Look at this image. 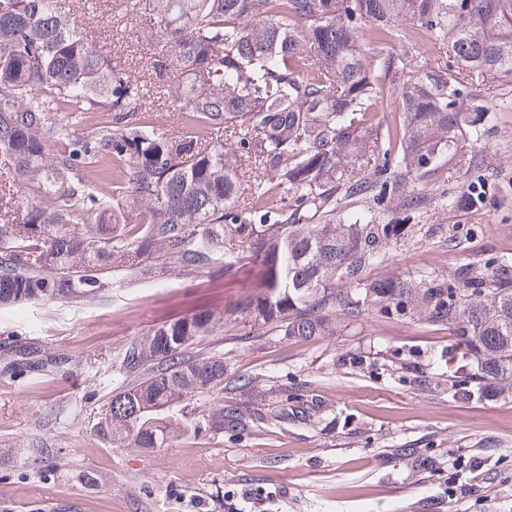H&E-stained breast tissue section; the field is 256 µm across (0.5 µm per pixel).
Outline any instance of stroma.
Returning a JSON list of instances; mask_svg holds the SVG:
<instances>
[{"label":"stroma","mask_w":512,"mask_h":512,"mask_svg":"<svg viewBox=\"0 0 512 512\" xmlns=\"http://www.w3.org/2000/svg\"><path fill=\"white\" fill-rule=\"evenodd\" d=\"M112 16L121 32L101 47L115 63L153 52L149 13L94 0L88 19ZM467 93L487 114L485 131L462 141L466 166L419 183L427 205L414 217L453 236L389 249L380 274L448 281L464 263L512 260V81L490 75ZM470 188L482 205L457 207ZM253 287L238 271L217 284L172 276L0 309V512H235L243 490L273 495L283 512H512V396L465 400L449 389L441 372L454 337L370 313L332 336H254L234 307ZM208 309L227 322L188 354L223 356L225 381L256 379L232 402L258 420L162 448L112 445L97 423L134 378L128 346ZM28 360L38 369L20 371ZM285 396L320 407L285 424L274 416ZM399 448L416 449L417 461Z\"/></svg>","instance_id":"obj_1"}]
</instances>
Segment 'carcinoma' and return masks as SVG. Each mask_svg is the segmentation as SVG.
Instances as JSON below:
<instances>
[{"mask_svg":"<svg viewBox=\"0 0 512 512\" xmlns=\"http://www.w3.org/2000/svg\"><path fill=\"white\" fill-rule=\"evenodd\" d=\"M155 18L160 49L120 66L83 29V0H0V306L81 301L125 280L226 277L242 251L257 290L239 307L257 335L334 336L341 318L417 319L456 338L448 387L512 393V262L467 263L453 281L373 271L392 244L430 232L404 218L411 188L479 137L485 113L464 82L512 79V0H124ZM413 21L448 61L416 59ZM374 43L391 49L368 51ZM170 99L184 130L146 116ZM392 120L375 121L380 103ZM219 318L164 322L133 342L100 422L115 443L161 448L171 434L244 429L217 404L178 423L193 397L224 385V358L185 350ZM171 343L167 359L158 341ZM316 400L285 399L303 419Z\"/></svg>","mask_w":512,"mask_h":512,"instance_id":"1","label":"carcinoma"}]
</instances>
